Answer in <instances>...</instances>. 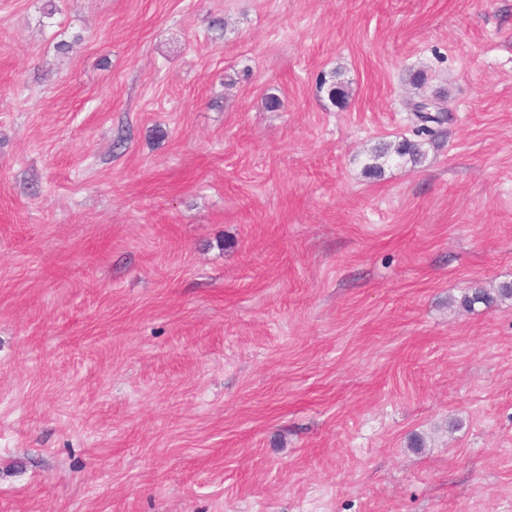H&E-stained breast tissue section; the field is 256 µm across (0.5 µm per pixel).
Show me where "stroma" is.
<instances>
[{
	"mask_svg": "<svg viewBox=\"0 0 512 512\" xmlns=\"http://www.w3.org/2000/svg\"><path fill=\"white\" fill-rule=\"evenodd\" d=\"M46 1L0 0V512H512V298L463 304L512 0ZM339 71H333L329 75L321 74L318 79V86L324 90L328 100L336 105L341 104L348 97V83L342 78ZM422 143L402 140L383 142L371 150L366 163L370 174L381 173L383 166L390 162L410 161L416 163L422 156Z\"/></svg>",
	"mask_w": 512,
	"mask_h": 512,
	"instance_id": "obj_1",
	"label": "stroma"
}]
</instances>
